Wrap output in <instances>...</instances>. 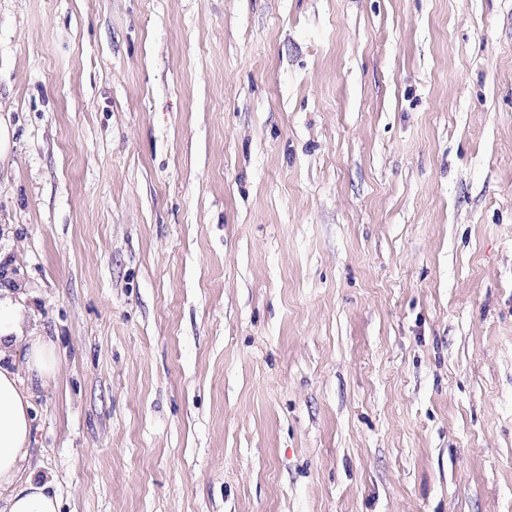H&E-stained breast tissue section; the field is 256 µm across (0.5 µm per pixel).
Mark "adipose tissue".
<instances>
[{
	"label": "adipose tissue",
	"mask_w": 512,
	"mask_h": 512,
	"mask_svg": "<svg viewBox=\"0 0 512 512\" xmlns=\"http://www.w3.org/2000/svg\"><path fill=\"white\" fill-rule=\"evenodd\" d=\"M25 293L16 285L0 289V512H59L54 482L24 471L32 439V403L21 377L49 384L58 367L52 340L29 330ZM26 347L25 372L14 356Z\"/></svg>",
	"instance_id": "obj_1"
}]
</instances>
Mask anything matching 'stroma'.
I'll return each instance as SVG.
<instances>
[{"instance_id":"1","label":"stroma","mask_w":512,"mask_h":512,"mask_svg":"<svg viewBox=\"0 0 512 512\" xmlns=\"http://www.w3.org/2000/svg\"><path fill=\"white\" fill-rule=\"evenodd\" d=\"M0 119L61 512H512V0H0Z\"/></svg>"}]
</instances>
